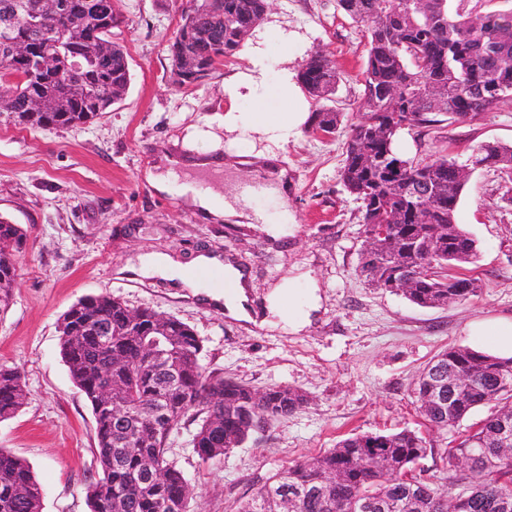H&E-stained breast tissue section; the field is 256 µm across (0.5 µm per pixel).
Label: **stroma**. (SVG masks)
I'll return each instance as SVG.
<instances>
[{"label":"stroma","mask_w":512,"mask_h":512,"mask_svg":"<svg viewBox=\"0 0 512 512\" xmlns=\"http://www.w3.org/2000/svg\"><path fill=\"white\" fill-rule=\"evenodd\" d=\"M131 82L124 99L79 128L32 130L0 123V216L27 232L17 286L0 312V364L19 371L26 400L0 422V448L24 460L42 492V512H91L88 490L100 474L91 405L73 383L58 326L80 299L107 295L189 325L208 369L257 391L303 392L296 412L253 433L224 459L202 461L192 428L168 440V458L194 489L191 512H233L276 470L316 456L352 433L420 427L413 395L420 370L441 349H483L482 325L512 322V207L498 172H473L456 222L478 245L457 271L479 279L478 296L421 308L367 285L358 271L365 245L359 204L344 189V143L362 90L364 31L336 0H274L266 19L231 63L202 82L177 87L168 39L190 0H119ZM261 47L268 81L281 69L300 74L309 53L328 54L340 75L330 105L345 115L334 139L300 129L275 145L291 187L286 197L259 193L245 202L255 224H219L182 199L157 192L146 173L167 155L223 153L243 164L206 177L227 197L258 183L255 132L225 130L224 82L250 70ZM487 141L512 143V102L466 123L403 130L398 151L415 159L450 155L466 162ZM213 254L245 269L252 281V321H238L192 295L178 280L141 275L153 255L192 265ZM288 285L296 305L317 293L310 323L291 331L267 314L268 296Z\"/></svg>","instance_id":"35a3bbf8"}]
</instances>
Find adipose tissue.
<instances>
[{
  "instance_id": "ef3b65f1",
  "label": "adipose tissue",
  "mask_w": 512,
  "mask_h": 512,
  "mask_svg": "<svg viewBox=\"0 0 512 512\" xmlns=\"http://www.w3.org/2000/svg\"><path fill=\"white\" fill-rule=\"evenodd\" d=\"M252 69L249 75L234 77L224 83V94L231 103L224 114V127L234 131L250 129L264 134L267 139L281 143L295 136L298 128L304 122L306 105L299 98L297 89L288 71H281L278 75L279 94L284 104L282 112L268 115L262 110L265 99L263 92L267 63L261 52H254L251 58ZM250 100L254 111L240 112L235 104L240 99ZM236 157L235 152L226 151L224 155H214L210 151H198L191 159L171 158L167 161V169L163 172H149L148 179L155 189L166 194L177 195L188 201L197 213L207 218H237L245 219L243 207L237 206L226 197L210 188H201L197 180L203 173L222 172L224 166L232 165ZM187 170V177H179V170ZM197 263L203 267L220 265L213 256L202 255ZM223 266V265H220ZM224 276L233 289L227 294H211L213 302L223 303L228 316L248 321L251 320V307L249 305L248 280L245 271L234 265L223 266Z\"/></svg>"
}]
</instances>
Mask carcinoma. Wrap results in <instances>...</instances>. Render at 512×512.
<instances>
[{"label": "carcinoma", "instance_id": "carcinoma-1", "mask_svg": "<svg viewBox=\"0 0 512 512\" xmlns=\"http://www.w3.org/2000/svg\"><path fill=\"white\" fill-rule=\"evenodd\" d=\"M365 26L361 115L345 142L341 181L359 206V223L385 227L376 250L362 251L359 272L382 290L402 292L425 308L462 303L481 291L476 278L448 274V265L476 257L475 240L455 224L472 171L493 168L512 183V145L486 142L460 164L454 159H407L396 150L405 128L467 122L512 96V0H338ZM267 0H193L168 40L173 83L194 85L236 57L264 19ZM123 23L116 0H0V38L27 45L24 54L0 49V93L11 95L13 120L30 128L76 127L107 111L130 83L128 54L116 37ZM300 80L327 100L339 75L327 56L309 58ZM342 114L327 105L312 112V133L336 134ZM432 189L422 202L414 190ZM26 232L0 218V308L9 304ZM412 277L402 290L396 283ZM60 349L73 382L90 402L101 477L89 489L91 512H190L193 490L167 456L170 435L196 425L191 444L204 461L219 460L252 433L305 403L288 387L256 399L251 387L208 370L195 332L173 316L131 309L119 299L88 296L59 324ZM469 371L472 387L444 391L435 407L419 409L428 428L448 431L476 408L493 411L464 430L452 447L435 448L422 432L354 433L314 457L282 469L237 512H281L280 494H296L294 512H512V457L499 434L512 438V356L451 346L421 372L413 394L437 387L450 370ZM18 371L0 366V421L24 404ZM130 414L112 418V404ZM157 406L166 421L153 422ZM465 456L467 468L457 459ZM432 468L406 479L413 464ZM448 475L449 487L438 481ZM42 489L29 465L0 449V512H41Z\"/></svg>", "mask_w": 512, "mask_h": 512}]
</instances>
